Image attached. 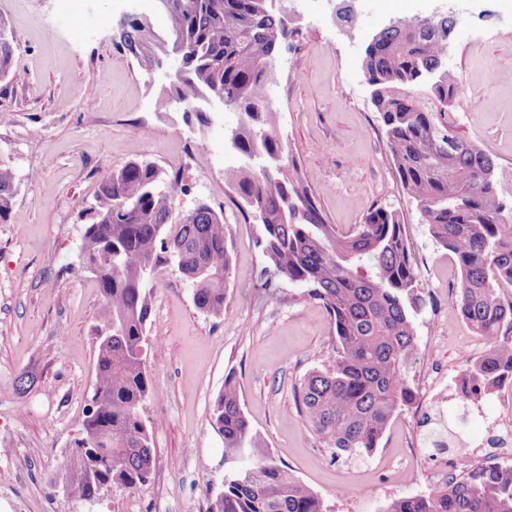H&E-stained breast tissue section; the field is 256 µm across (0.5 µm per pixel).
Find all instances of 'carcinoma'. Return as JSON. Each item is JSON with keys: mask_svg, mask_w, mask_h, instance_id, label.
I'll list each match as a JSON object with an SVG mask.
<instances>
[{"mask_svg": "<svg viewBox=\"0 0 512 512\" xmlns=\"http://www.w3.org/2000/svg\"><path fill=\"white\" fill-rule=\"evenodd\" d=\"M163 14V33L147 18L118 22L120 43L146 73L168 55L179 57L182 73L165 101L189 99L183 112L199 127L210 125L214 103L237 112L225 144L240 165L224 171V185L239 210L261 225L257 245L266 270L305 287L334 321L336 361L304 378L299 411L330 447L368 456L394 415L415 400L409 369L419 351L413 314L422 297L404 219L379 206L346 232L326 223L272 108L273 61L290 48L293 30L271 0H166ZM455 26L451 16L398 20L365 48L362 68L400 186L431 238L459 265L460 315L490 342L462 388L464 400L475 403L512 382V297L501 293L512 288V196L491 155L450 134L445 120L462 91L457 75L442 66ZM13 54V40H0V80L9 77ZM189 192L180 175L131 161L101 180L81 214L78 257L104 298L93 327L96 411L84 415L74 440L83 456L65 477L66 495L81 506H94L91 478L134 490L148 483L154 467L141 410L152 394L145 325L155 271L176 268L199 311L228 313L230 228L205 202L174 213V199ZM13 194L14 173L1 163V222ZM213 420L224 438V462L246 453L254 462L225 474L209 512H326L322 498L252 433L232 374ZM387 512H512V467H467L426 495L392 501Z\"/></svg>", "mask_w": 512, "mask_h": 512, "instance_id": "carcinoma-1", "label": "carcinoma"}]
</instances>
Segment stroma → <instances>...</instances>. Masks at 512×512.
I'll return each instance as SVG.
<instances>
[{"instance_id": "1", "label": "stroma", "mask_w": 512, "mask_h": 512, "mask_svg": "<svg viewBox=\"0 0 512 512\" xmlns=\"http://www.w3.org/2000/svg\"><path fill=\"white\" fill-rule=\"evenodd\" d=\"M336 6L295 0L292 47L274 61L272 106L327 223L348 229L377 205L404 216L425 299L415 316L420 355L409 370L414 404L363 459L335 454L299 415L303 378L336 359L333 322L304 287L262 272L259 227L224 185L225 170L240 163L224 147L237 113H215L200 130L182 110L158 109L168 82L144 73L121 45L115 20L150 11V0H72L67 8L60 0H0L16 44L0 82V113L10 116L0 124V162L15 175L0 223V512H81L57 488L95 380L92 328L103 309L96 278L73 263L79 214L106 172L143 159L189 182L176 212L200 201L223 211L231 314L200 312L184 278L159 270L146 324L154 394L141 412L153 428L154 471L146 487L114 492L94 512H208L227 470L213 404L230 373L252 431L327 512H386L432 482L441 452L428 444L418 405L447 399L449 377L477 357L468 342L474 330L459 312L455 257L432 240L399 185L362 56L367 35L389 22L458 10L448 67L463 91L448 122L512 181V0H356L353 36L337 22ZM135 127L142 136L132 135ZM340 486L350 492L343 502Z\"/></svg>"}]
</instances>
